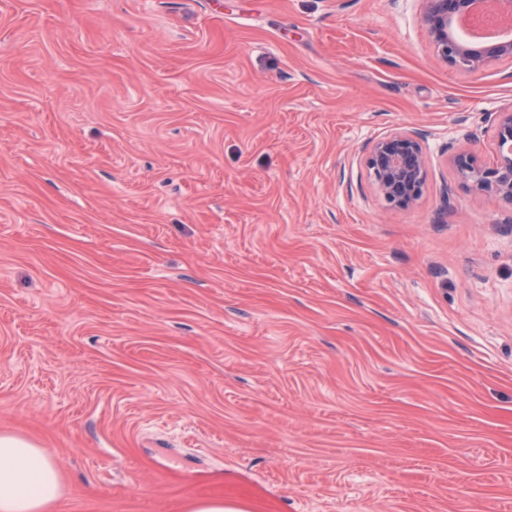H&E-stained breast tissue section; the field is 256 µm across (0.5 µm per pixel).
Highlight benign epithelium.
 Segmentation results:
<instances>
[{"mask_svg": "<svg viewBox=\"0 0 512 512\" xmlns=\"http://www.w3.org/2000/svg\"><path fill=\"white\" fill-rule=\"evenodd\" d=\"M421 23L428 29L436 55L461 72H477L491 62L512 63V39L466 43L456 23L472 13L479 0H421ZM496 162L481 165L470 151L453 158L456 171L470 190L512 205V110L498 113ZM378 192L391 207L404 208L422 194L427 158L415 133H395L373 145L365 162Z\"/></svg>", "mask_w": 512, "mask_h": 512, "instance_id": "obj_1", "label": "benign epithelium"}]
</instances>
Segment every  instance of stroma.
<instances>
[{
	"label": "stroma",
	"mask_w": 512,
	"mask_h": 512,
	"mask_svg": "<svg viewBox=\"0 0 512 512\" xmlns=\"http://www.w3.org/2000/svg\"><path fill=\"white\" fill-rule=\"evenodd\" d=\"M421 8L0 0V435L55 512H512V206L453 165L512 64L449 67ZM365 165L389 206L408 207L421 196L427 177V158L418 134L395 133L376 141Z\"/></svg>",
	"instance_id": "35a3bbf8"
}]
</instances>
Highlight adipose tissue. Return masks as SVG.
I'll return each mask as SVG.
<instances>
[{
  "mask_svg": "<svg viewBox=\"0 0 512 512\" xmlns=\"http://www.w3.org/2000/svg\"><path fill=\"white\" fill-rule=\"evenodd\" d=\"M62 496V474L36 444L0 435V512H51Z\"/></svg>",
  "mask_w": 512,
  "mask_h": 512,
  "instance_id": "1",
  "label": "adipose tissue"
}]
</instances>
